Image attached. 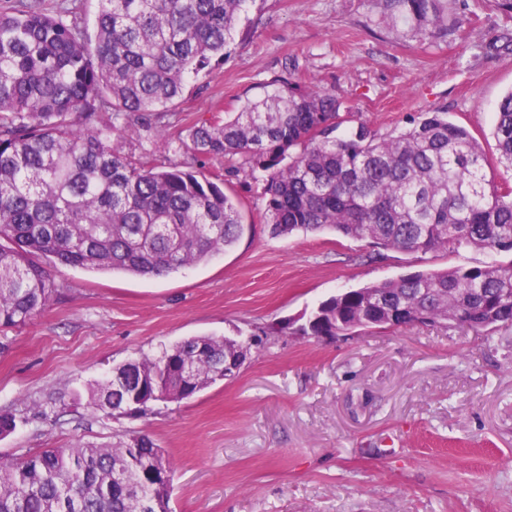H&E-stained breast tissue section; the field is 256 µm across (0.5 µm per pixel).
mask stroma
I'll return each mask as SVG.
<instances>
[{"mask_svg":"<svg viewBox=\"0 0 512 512\" xmlns=\"http://www.w3.org/2000/svg\"><path fill=\"white\" fill-rule=\"evenodd\" d=\"M469 24L421 41L382 0H249L223 60L188 80L168 121L123 152L209 172L174 138L198 117L235 112L285 78L336 94L379 136L442 110L512 184L491 136L512 90V10L455 0ZM244 233L229 251L164 278L50 266L59 294L7 333L0 410L24 417L0 458L149 434L176 467L172 512H512V327L481 337L426 326L361 336L298 335L338 293L418 271L512 264L508 252L405 253L333 232L272 236L261 183L229 177ZM272 334L239 375L154 413L95 417L87 388L113 367L191 336Z\"/></svg>","mask_w":512,"mask_h":512,"instance_id":"obj_1","label":"stroma"}]
</instances>
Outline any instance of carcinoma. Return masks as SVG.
<instances>
[{
    "instance_id": "1",
    "label": "carcinoma",
    "mask_w": 512,
    "mask_h": 512,
    "mask_svg": "<svg viewBox=\"0 0 512 512\" xmlns=\"http://www.w3.org/2000/svg\"><path fill=\"white\" fill-rule=\"evenodd\" d=\"M249 0H97L94 33L48 14L42 0L0 10V328L25 324L58 294L46 263L163 277L206 262L244 231L224 172L262 173L272 234L333 231L407 253L512 252V186L446 112L396 135L363 124L341 135L336 95L275 79L226 119L200 118L181 146L224 158L206 174L128 155L135 122L170 111L189 78L224 58ZM419 40L448 35V0H384ZM492 137L512 169V92ZM413 307L426 324L491 341L512 326V265L417 271L322 302L301 336L387 329ZM242 341L193 336L121 364L88 388L93 415H145L224 380ZM22 419L0 410V436ZM173 462L148 435L0 459V512H171Z\"/></svg>"
}]
</instances>
